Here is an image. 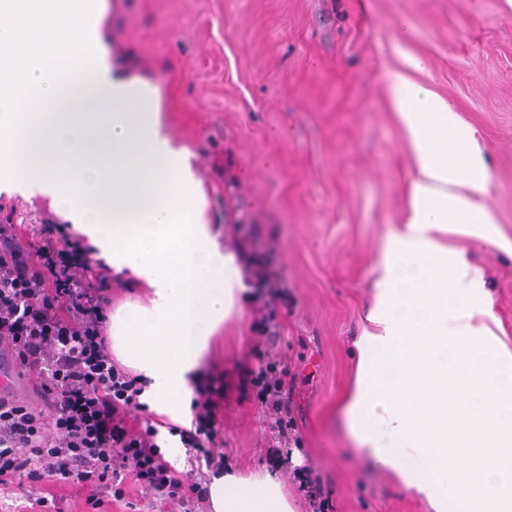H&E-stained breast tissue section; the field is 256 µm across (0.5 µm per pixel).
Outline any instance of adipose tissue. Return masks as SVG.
<instances>
[{
    "mask_svg": "<svg viewBox=\"0 0 512 512\" xmlns=\"http://www.w3.org/2000/svg\"><path fill=\"white\" fill-rule=\"evenodd\" d=\"M18 8L29 29L0 26V45L22 48L0 63V164L146 288L113 315L112 351L142 376L149 411L190 427L191 375L241 314L244 269L205 220L190 152L161 129L157 86L110 58L105 0H0V14ZM387 82L411 152L409 214L382 252L343 414L355 446L426 512H512V346L483 272L447 244L492 239V172L447 100L399 72ZM209 496L213 512H294L269 476L228 472Z\"/></svg>",
    "mask_w": 512,
    "mask_h": 512,
    "instance_id": "obj_1",
    "label": "adipose tissue"
}]
</instances>
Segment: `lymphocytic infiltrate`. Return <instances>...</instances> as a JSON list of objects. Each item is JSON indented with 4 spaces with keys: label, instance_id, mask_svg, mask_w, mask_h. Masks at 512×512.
<instances>
[{
    "label": "lymphocytic infiltrate",
    "instance_id": "1",
    "mask_svg": "<svg viewBox=\"0 0 512 512\" xmlns=\"http://www.w3.org/2000/svg\"><path fill=\"white\" fill-rule=\"evenodd\" d=\"M38 242L23 243L17 228L0 223V349L27 379L40 409L0 394V491L25 480L91 486L124 502L129 488L173 505L175 512H207L209 492L161 458L152 419L127 425L139 409L138 375L112 356L107 336L112 277L68 226L44 224ZM262 406L275 413L278 437L288 435L284 374L269 360L253 373ZM194 426L179 429L184 447L202 450L207 468L223 469L224 441L215 404L199 394Z\"/></svg>",
    "mask_w": 512,
    "mask_h": 512
}]
</instances>
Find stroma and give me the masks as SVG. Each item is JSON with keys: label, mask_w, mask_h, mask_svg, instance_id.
Returning <instances> with one entry per match:
<instances>
[{"label": "stroma", "mask_w": 512, "mask_h": 512, "mask_svg": "<svg viewBox=\"0 0 512 512\" xmlns=\"http://www.w3.org/2000/svg\"><path fill=\"white\" fill-rule=\"evenodd\" d=\"M110 54L159 90L162 129L191 153L221 248L270 265L274 287L249 288L241 315L214 336L193 390L213 389L224 467L292 480L308 466L333 512H424L354 448L340 402L354 380L353 340L388 236L408 208L411 158L390 104L389 70L426 61L422 80L474 128L493 183L494 240L449 235L482 269L493 313L512 337V6L507 0H107ZM24 238L68 214L45 194L0 189ZM250 226L243 248L237 225ZM273 312L267 350L288 375L287 465L270 470L272 419L251 383L254 322ZM42 490L57 512H169L131 495L91 507L77 488Z\"/></svg>", "instance_id": "stroma-1"}]
</instances>
